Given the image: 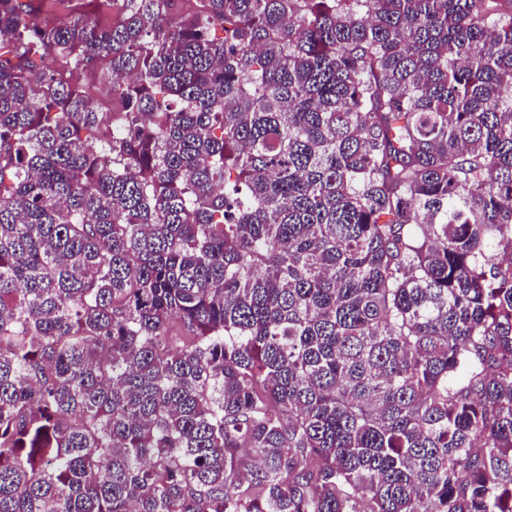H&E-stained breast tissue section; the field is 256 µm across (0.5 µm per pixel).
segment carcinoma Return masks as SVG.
Returning <instances> with one entry per match:
<instances>
[{
    "label": "carcinoma",
    "mask_w": 512,
    "mask_h": 512,
    "mask_svg": "<svg viewBox=\"0 0 512 512\" xmlns=\"http://www.w3.org/2000/svg\"><path fill=\"white\" fill-rule=\"evenodd\" d=\"M110 2L0 0V512H512V0ZM43 6L39 13V19L43 16H51L54 19L55 25H62L69 21L76 8L81 9L84 13H88L92 18H95L98 23L103 26L111 22L115 18V14L102 6L100 1L81 0L67 3L65 6L53 5V0H44Z\"/></svg>",
    "instance_id": "cac0c4a2"
}]
</instances>
